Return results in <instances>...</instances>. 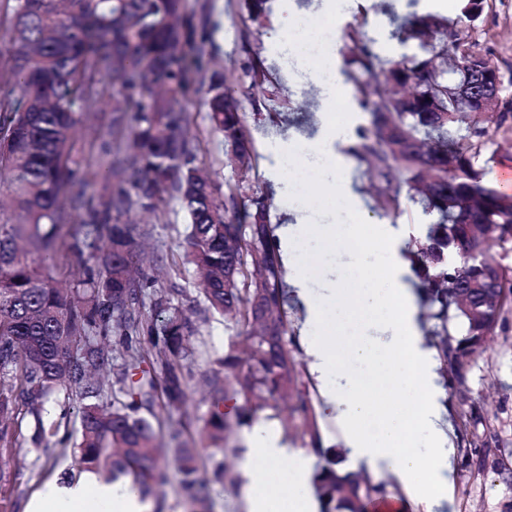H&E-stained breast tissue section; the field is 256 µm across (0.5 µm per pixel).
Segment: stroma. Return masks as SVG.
Instances as JSON below:
<instances>
[{"mask_svg":"<svg viewBox=\"0 0 512 512\" xmlns=\"http://www.w3.org/2000/svg\"><path fill=\"white\" fill-rule=\"evenodd\" d=\"M187 4L197 28L204 31L188 53L201 57L205 68L192 72L193 91L183 101L189 115L185 137L195 164L210 175L216 197H223L227 184L242 182L246 196L270 198L273 225L288 223L292 203L314 193L312 176L292 174L285 189L274 187L261 172L249 181H240L229 146L210 129L199 88L216 75L234 90L242 104L245 132L253 143L277 133L295 137L298 149H306L318 132V104L313 101L305 105L288 94L270 46L274 39L287 40L304 55L314 32L301 26L275 30L268 16L252 22L244 0H187ZM412 9L420 14L431 11L427 0H418L413 8L408 0H356L338 42V53H349L354 45L365 43L386 62L417 55L415 43L401 42L393 35L395 17ZM475 33L487 40L495 62L503 66L512 63V0H497ZM256 59L263 61L269 76L263 88L248 92L243 84ZM111 117L112 100L107 97L81 127L77 146L84 155L97 154L104 142L128 139L129 128H112ZM352 172L355 190L364 199L365 208L350 215L349 223L361 225L368 234L378 224H411L423 230L431 224V216L404 192L399 195L398 213L376 210L371 188L375 177L368 165L353 160ZM118 221L142 226L144 265L158 276L163 288L169 289L171 307L183 312L192 328L193 364L186 402L180 408L159 411L154 423L157 441L166 448L199 446L198 430L203 418L218 409L203 378L227 349L235 329L231 322L208 312L197 291L194 271L183 258L188 215L178 200L166 198L155 213L132 211L119 215ZM446 397L448 422L458 423L464 414L468 424L462 434L451 437L454 473L451 501L443 512H512V487L503 483L497 471L501 465L512 467V310L503 313L484 352L472 358L461 383L450 388ZM80 406L77 398L62 394L48 404L47 418L58 424L60 433L48 444L36 443L29 425L17 429L12 451L0 456V512H24L27 502L48 482L71 485L85 479L87 471L79 463L76 448L81 439ZM472 435L487 443L480 465L466 464L463 459L464 440Z\"/></svg>","mask_w":512,"mask_h":512,"instance_id":"stroma-1","label":"stroma"}]
</instances>
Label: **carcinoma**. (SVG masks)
<instances>
[{"mask_svg": "<svg viewBox=\"0 0 512 512\" xmlns=\"http://www.w3.org/2000/svg\"><path fill=\"white\" fill-rule=\"evenodd\" d=\"M488 8L489 0H464L455 22L411 11L398 35L417 42L423 55L385 64L362 44L350 59L356 96L371 116L354 154L378 179L375 208L398 209L392 178L399 173L410 198L435 216L411 259L445 387L448 372L461 374L512 308V194L483 182L479 162L493 138L486 113L465 111L451 92L491 59L487 42L470 33ZM0 11L10 30L0 43V183L8 185L20 216L17 223L0 219V378L10 380L0 386V452L12 451L20 399L40 435H57L43 413L64 385L86 400L81 464L108 471L114 481L127 479L144 499L167 482L149 416L156 406L185 401L191 329L176 311L158 321L168 297L158 294L156 280L132 274L142 228L116 218L153 212L166 195L188 213L184 251L207 309L236 327L206 376L212 396L241 399L239 424L288 399L294 411L315 415L289 347L270 204L254 197L251 208L239 209L237 184L216 199L182 133L189 122L181 108L190 69L185 45L197 35L185 0H0ZM113 83L121 92L113 98L112 126L133 113L134 154L120 159L122 144L103 146L97 164L107 169L110 186L86 199L79 188L92 162L79 153L73 131ZM511 86L512 75L498 70L501 102L490 108L498 113L497 132L512 130ZM205 105L212 129L224 136L238 168L250 173L254 153L240 100L214 77ZM73 210L81 211L79 221L67 228ZM64 246L82 262L81 277L65 288L53 263ZM149 296L152 313L145 308ZM147 343L156 370L128 386ZM110 346L124 357L116 389L96 378L112 365ZM308 428L321 457L312 475L321 512H369L386 495V483L364 467L341 468L346 449L322 448L316 420ZM230 429L219 412L202 427L226 457ZM205 452L174 449L181 489L195 512L209 510L199 477Z\"/></svg>", "mask_w": 512, "mask_h": 512, "instance_id": "obj_1", "label": "carcinoma"}]
</instances>
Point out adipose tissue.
<instances>
[{"label":"adipose tissue","mask_w":512,"mask_h":512,"mask_svg":"<svg viewBox=\"0 0 512 512\" xmlns=\"http://www.w3.org/2000/svg\"><path fill=\"white\" fill-rule=\"evenodd\" d=\"M273 52L286 72L297 81L314 83L325 100L335 99L342 90L343 61L335 50H328L318 69L309 68L287 41H275ZM350 147L349 136L338 134L330 121L303 153L293 142L273 138L267 148V177L273 184H283L287 161H296L298 167L317 170L316 185L326 198L335 199L345 211H355L361 200L344 176ZM312 218L311 210L298 206L293 222L279 232L282 262L295 269L289 287L303 308L304 326L311 329L332 320L341 326L353 323L351 357L388 384L389 400L378 404L357 375L338 373V355L328 340L319 336L307 340L305 355L321 383V398L333 415L339 444L349 450L353 462L377 474H392L423 512H432L449 496L452 458L434 360L420 334L409 268L400 254L412 229L406 224L378 225L376 238L387 253L384 284L379 288L357 284L348 300L341 295V265L331 254L318 251L317 239L310 234ZM304 246L314 250L322 266L318 279L309 278L299 267V250ZM414 425L428 436L424 449L408 443ZM248 444L250 453L242 471L249 512H267L264 492L272 484L287 489L290 512H314L307 493L310 453L289 448L276 428L263 423L254 427ZM148 508L136 492L91 478L70 486L45 484L25 512H147Z\"/></svg>","instance_id":"ef3b65f1"}]
</instances>
